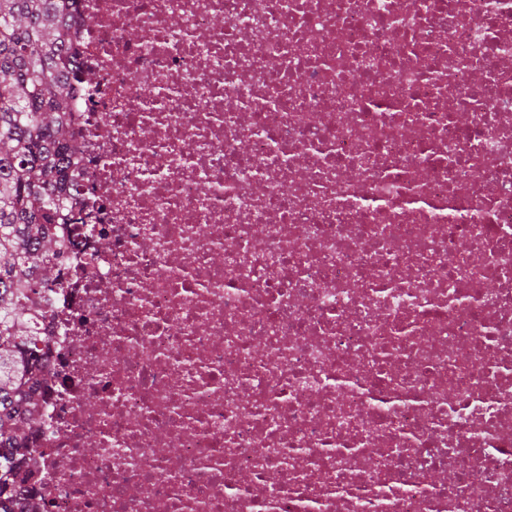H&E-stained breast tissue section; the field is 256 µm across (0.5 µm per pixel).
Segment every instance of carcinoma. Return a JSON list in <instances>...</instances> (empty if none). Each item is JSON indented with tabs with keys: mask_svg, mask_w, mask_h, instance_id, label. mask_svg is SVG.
<instances>
[{
	"mask_svg": "<svg viewBox=\"0 0 512 512\" xmlns=\"http://www.w3.org/2000/svg\"><path fill=\"white\" fill-rule=\"evenodd\" d=\"M76 0H0V512H14L16 472L35 452L40 318L65 288L64 241L75 223L63 186L80 151L69 125Z\"/></svg>",
	"mask_w": 512,
	"mask_h": 512,
	"instance_id": "obj_1",
	"label": "carcinoma"
}]
</instances>
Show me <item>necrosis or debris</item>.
I'll use <instances>...</instances> for the list:
<instances>
[{"mask_svg": "<svg viewBox=\"0 0 512 512\" xmlns=\"http://www.w3.org/2000/svg\"><path fill=\"white\" fill-rule=\"evenodd\" d=\"M73 21L22 512H512V0Z\"/></svg>", "mask_w": 512, "mask_h": 512, "instance_id": "1", "label": "necrosis or debris"}]
</instances>
